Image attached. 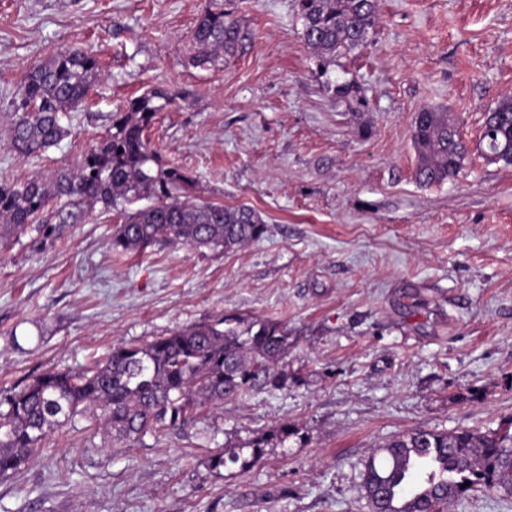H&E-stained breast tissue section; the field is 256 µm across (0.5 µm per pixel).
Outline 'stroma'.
<instances>
[{"mask_svg":"<svg viewBox=\"0 0 512 512\" xmlns=\"http://www.w3.org/2000/svg\"><path fill=\"white\" fill-rule=\"evenodd\" d=\"M233 13L234 55L197 67L204 7ZM379 25L330 75L366 105L334 101L302 39L295 0H0V132L10 94L51 54L95 53L100 79L71 134L0 179L76 164L129 98L173 101L147 131L198 199L256 210L268 230L235 251L156 244L117 253L115 212L62 237L0 250V393L48 369L78 371L224 315L288 333V385L199 407L184 428L134 446L84 418L0 476V512H368L361 462L415 429H494L512 419V164L476 147L512 94V0H378ZM447 112L470 152L459 175L415 177L411 130ZM299 433L252 467L217 450L282 423Z\"/></svg>","mask_w":512,"mask_h":512,"instance_id":"stroma-1","label":"stroma"}]
</instances>
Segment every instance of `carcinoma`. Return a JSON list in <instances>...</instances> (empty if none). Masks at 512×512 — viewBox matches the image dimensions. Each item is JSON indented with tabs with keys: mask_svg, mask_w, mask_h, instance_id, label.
<instances>
[{
	"mask_svg": "<svg viewBox=\"0 0 512 512\" xmlns=\"http://www.w3.org/2000/svg\"><path fill=\"white\" fill-rule=\"evenodd\" d=\"M296 7L303 40L323 68L363 47L379 19L378 0H296ZM240 38L232 13L205 9L191 34L193 63L205 66L233 55ZM99 77L96 56L84 51H59L30 70L10 102L8 148L30 159L57 145L67 135L65 119L85 108ZM326 87L336 101L365 102L355 81H328ZM167 103L159 89L129 99L123 111L112 113L108 134L74 169L0 179V249L33 231L60 237L98 204L119 215L112 236L117 253L158 242L230 251L262 238L267 227L253 208L191 197L192 178L151 147L145 132ZM412 143L416 178L423 184L442 183L464 165L467 148L446 112L416 113ZM478 151L489 163L512 164L511 94L488 112ZM142 200L150 204L135 207ZM50 206L55 224L43 218ZM287 351L288 335L279 323L225 316L171 330L144 345H117L104 362L80 372L45 370L0 394V476L35 457L50 433L78 416L89 418L112 444L129 446L149 433L184 426L205 403L245 397L257 387L279 389L288 380L280 368ZM269 443H251L247 459L241 448L219 450L210 465L254 466ZM422 467L421 485L428 490L414 512H445L476 491L512 498V425L414 430L383 442L361 471L369 512H402L397 502Z\"/></svg>",
	"mask_w": 512,
	"mask_h": 512,
	"instance_id": "1",
	"label": "carcinoma"
}]
</instances>
